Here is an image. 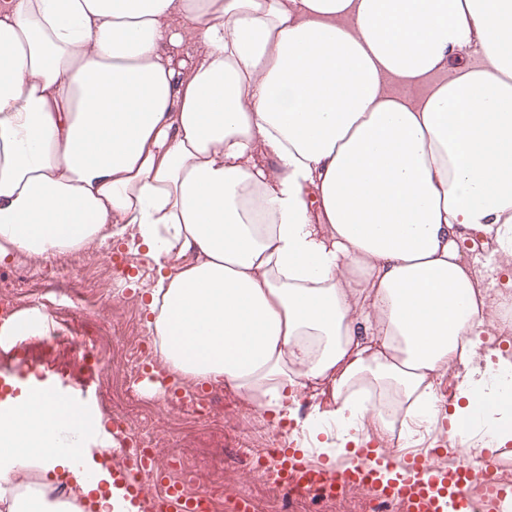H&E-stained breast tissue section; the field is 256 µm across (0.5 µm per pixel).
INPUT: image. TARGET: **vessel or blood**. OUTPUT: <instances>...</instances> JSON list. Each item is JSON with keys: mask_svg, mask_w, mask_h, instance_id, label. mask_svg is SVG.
Instances as JSON below:
<instances>
[{"mask_svg": "<svg viewBox=\"0 0 512 512\" xmlns=\"http://www.w3.org/2000/svg\"><path fill=\"white\" fill-rule=\"evenodd\" d=\"M276 485L285 493L323 499L342 497L350 490H363L369 496L398 506L400 512H502L512 498V484L499 469L482 472L485 494L475 499L470 472L456 465L435 466L423 454L399 455L400 469L395 477L380 476L369 449H361L356 461L334 464L309 452L292 450L276 453ZM155 451L142 448L131 452L124 468L112 473L113 488L122 490L124 499L144 503L147 512H199L210 502L207 492L186 493L175 481L154 473ZM154 479L155 492L146 493L143 477Z\"/></svg>", "mask_w": 512, "mask_h": 512, "instance_id": "1", "label": "vessel or blood"}]
</instances>
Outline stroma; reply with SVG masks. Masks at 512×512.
Returning a JSON list of instances; mask_svg holds the SVG:
<instances>
[{
	"label": "stroma",
	"mask_w": 512,
	"mask_h": 512,
	"mask_svg": "<svg viewBox=\"0 0 512 512\" xmlns=\"http://www.w3.org/2000/svg\"><path fill=\"white\" fill-rule=\"evenodd\" d=\"M85 252L84 262L67 278L58 275L51 261L17 256L0 263L4 270L30 267L23 280L0 282V291L12 292L19 315L65 318L77 334L70 345L46 335L26 337V348L12 369L83 391L90 402L87 412L97 419L107 409L136 415L154 404L165 407L154 423L159 466L167 467L172 460L187 465L194 488L216 500L246 495L261 512H371V501L359 491L332 505L282 494L274 484L273 468L259 469L258 451L262 442L280 441L292 427L252 411L231 389L195 386L197 396L206 401L204 413L198 414L178 394L149 389L137 380L104 384L90 364L96 357L109 358L115 369H123L125 358L116 342L120 336L145 347L146 367H162L142 311V298L157 272L145 250L127 238H100L86 245Z\"/></svg>",
	"instance_id": "stroma-1"
}]
</instances>
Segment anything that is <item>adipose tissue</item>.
<instances>
[{
    "instance_id": "ef3b65f1",
    "label": "adipose tissue",
    "mask_w": 512,
    "mask_h": 512,
    "mask_svg": "<svg viewBox=\"0 0 512 512\" xmlns=\"http://www.w3.org/2000/svg\"><path fill=\"white\" fill-rule=\"evenodd\" d=\"M125 234L166 370L302 448L399 415L512 441V355L484 342L488 277L512 288V0H0V261ZM81 436L64 402L0 403V512H80L59 468L131 512Z\"/></svg>"
}]
</instances>
